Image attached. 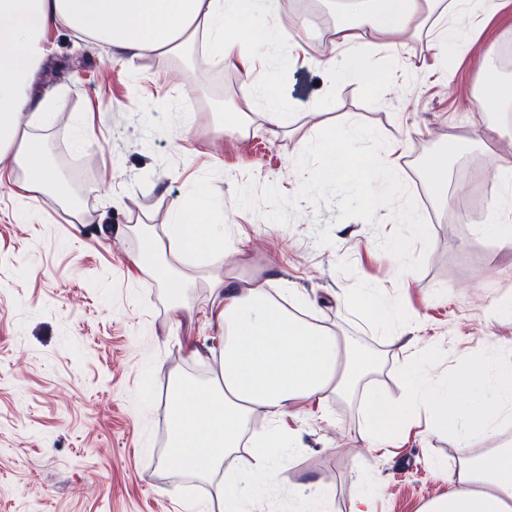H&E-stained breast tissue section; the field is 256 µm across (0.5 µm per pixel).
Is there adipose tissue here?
<instances>
[{"mask_svg":"<svg viewBox=\"0 0 512 512\" xmlns=\"http://www.w3.org/2000/svg\"><path fill=\"white\" fill-rule=\"evenodd\" d=\"M345 7L351 21L337 29L336 52L346 59L345 77L358 81L366 49L391 47L392 37L407 31L429 28L434 42L468 53L472 18L495 14L498 3L346 0ZM281 11L282 0H0V187L10 186L21 200L60 188L33 133L49 105L37 87L55 51L49 28L65 27L132 60L176 54L201 35L224 64L248 74L258 47L282 45L283 32L275 24ZM243 255L223 225L209 223L198 198L189 195L163 235H151L132 259L182 311L187 308L184 290L194 280L181 265L203 260L211 267L205 279L216 298L211 315L224 328L221 383L213 389L179 386L166 414V456L195 474L223 470L224 499L232 505L273 473L271 451L292 438L286 418L295 405L348 397L374 370L372 359L348 349L335 331L276 301L267 279L244 274ZM231 256L236 264H228ZM355 302L362 318L382 335L391 337L410 326L404 309L387 307L379 298L359 293ZM408 351L402 367L408 396L401 402L370 397L364 440L373 445L398 439L412 428L416 408H426L434 427L448 433L464 456L448 478L447 493L429 501L423 512H512V440L502 441L484 459L468 453L497 420L512 417V363L486 350L465 361L443 391L424 370L433 350L414 344ZM481 383L494 387L496 402L477 394ZM259 411L273 424L254 437L250 421ZM245 440L250 449L238 455Z\"/></svg>","mask_w":512,"mask_h":512,"instance_id":"ef3b65f1","label":"adipose tissue"}]
</instances>
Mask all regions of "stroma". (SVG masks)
I'll use <instances>...</instances> for the list:
<instances>
[{
  "mask_svg": "<svg viewBox=\"0 0 512 512\" xmlns=\"http://www.w3.org/2000/svg\"><path fill=\"white\" fill-rule=\"evenodd\" d=\"M499 2L469 55L434 52L425 35L395 52L374 49L360 61L366 85L327 80L318 67L341 22L322 0H284L278 25L288 34L304 18L307 29L296 34L303 50L296 58L283 47L260 55L248 75L227 66L217 78L200 73L194 43L127 64L67 29L50 30L55 53L38 83L53 94V113L39 135L61 179L81 191L85 220L76 223L54 195L21 207L0 189V512H227L217 476L165 461L176 380L208 387L224 351L205 272L196 270L187 292L197 310L188 324L131 262L142 245L138 225L161 230L190 194L201 196L208 221L228 224L247 272L305 295L304 317L381 350L368 386L385 397L407 394L406 341L373 332L342 304L347 292L365 289L407 309L410 337L435 349L428 369L438 381L491 347L512 362V318L492 311L512 297V245L481 232L500 193L488 153L512 151V106L489 112L476 99L481 55L512 48V0ZM391 70L395 86L372 84ZM250 82L274 83L289 102V134L268 132L262 97L239 114ZM358 122L385 137L384 160L428 225L421 270L400 273L381 249L380 238L395 229L388 208L377 209L372 225L341 218L338 198L303 201L279 225L235 204V188L250 183L294 195L302 135ZM452 138L461 145L448 183L433 187L426 165ZM107 195L112 205H104ZM192 346L199 357L189 356ZM364 405L358 392L295 406L287 423L296 444L280 450L278 478L243 501V512H298V493L312 495L320 479L332 488V512H349L366 490L376 512H421L445 492L459 466L454 441L413 432L370 446Z\"/></svg>",
  "mask_w": 512,
  "mask_h": 512,
  "instance_id": "35a3bbf8",
  "label": "stroma"
}]
</instances>
